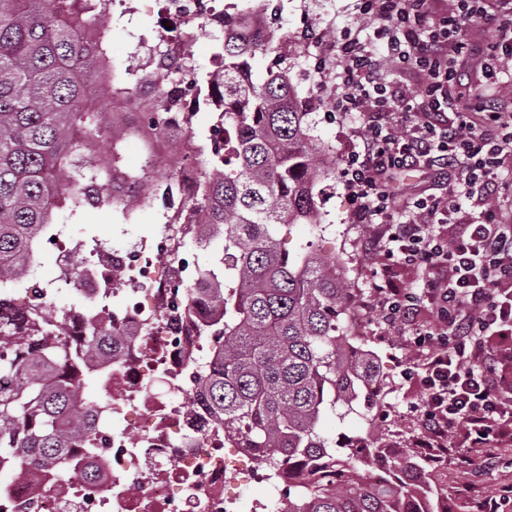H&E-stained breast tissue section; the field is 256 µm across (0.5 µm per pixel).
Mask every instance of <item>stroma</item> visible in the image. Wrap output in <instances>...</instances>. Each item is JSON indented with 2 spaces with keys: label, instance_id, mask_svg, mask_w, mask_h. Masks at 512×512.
Here are the masks:
<instances>
[{
  "label": "stroma",
  "instance_id": "1",
  "mask_svg": "<svg viewBox=\"0 0 512 512\" xmlns=\"http://www.w3.org/2000/svg\"><path fill=\"white\" fill-rule=\"evenodd\" d=\"M224 3L231 13L246 12L251 4H259L271 36V48L257 54L254 69L258 74H265L277 61L288 68L306 103L311 137L331 150L326 158L329 174L318 186L320 226H290L282 235V246L294 252L311 240L327 260L335 262L353 305V333L374 353L376 369L384 379L367 417L353 414L342 420L330 413L323 420L322 430L340 448L348 447L354 437L369 432L387 438L392 447H410L417 420L411 411L416 395L411 381L403 374L407 348L401 337L380 323L372 305L375 284L390 274L399 286L405 287L411 273L402 268L386 272L382 257L370 248L375 225L357 224L352 219L354 201L341 174L342 162L353 149L351 128L349 122L332 110L336 79L334 74L317 69L320 43L312 41L318 34L321 43L335 44L356 30L362 23L361 0H224ZM163 18L153 0H126L124 6L114 7L109 26L117 67L125 66L128 49L139 39H155ZM489 66V60L478 55L464 54L457 59V67L474 93L472 105L477 112L488 106L502 108L512 104V83H490L486 78ZM162 222L161 208L157 205L138 211L127 223L108 211L92 212L70 225L67 239L73 243L94 235L111 246L122 247L135 241L153 240L159 235ZM424 454L435 460L434 467L448 495V512H468L462 494L465 476L457 467L455 453L442 456L437 449L428 448Z\"/></svg>",
  "mask_w": 512,
  "mask_h": 512
}]
</instances>
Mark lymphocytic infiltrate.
I'll list each match as a JSON object with an SVG mask.
<instances>
[{
	"instance_id": "obj_1",
	"label": "lymphocytic infiltrate",
	"mask_w": 512,
	"mask_h": 512,
	"mask_svg": "<svg viewBox=\"0 0 512 512\" xmlns=\"http://www.w3.org/2000/svg\"><path fill=\"white\" fill-rule=\"evenodd\" d=\"M372 39L348 35L322 50L336 65L335 110L353 119L358 148L342 176L353 218L377 224L376 250L414 273L410 289L385 279L380 322L404 336L405 375L418 395L417 448L454 441L463 474L492 466L512 444V183L499 170L512 157V112L475 116L450 58L478 18H496L490 58L512 59V0H457L438 25L429 0H362ZM400 68L424 73L419 103L379 72L377 49ZM420 170L433 191L398 209L387 179Z\"/></svg>"
}]
</instances>
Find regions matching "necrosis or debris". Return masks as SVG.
<instances>
[{
    "label": "necrosis or debris",
    "mask_w": 512,
    "mask_h": 512,
    "mask_svg": "<svg viewBox=\"0 0 512 512\" xmlns=\"http://www.w3.org/2000/svg\"><path fill=\"white\" fill-rule=\"evenodd\" d=\"M215 0H163L177 24L208 22L223 26ZM192 139L160 140L156 160L176 174L180 196L192 194L198 171ZM171 223L152 243L136 242L123 250L107 246L89 257L82 277L87 307L70 312L67 325L81 335L87 323L112 326L126 343L111 364L94 368L99 400L92 414L98 450L70 449L72 467L97 466V481L72 483L54 468L11 470L0 486V512H283L288 484L279 467H256L241 448L224 445V432L213 425L193 380L211 361L214 345L197 339L183 314V286L196 281L198 267L179 247L184 226L170 205ZM166 264H159V257ZM121 270L120 301L101 305ZM168 389H150L152 378ZM265 488L263 498L242 509L230 485Z\"/></svg>",
    "instance_id": "necrosis-or-debris-1"
}]
</instances>
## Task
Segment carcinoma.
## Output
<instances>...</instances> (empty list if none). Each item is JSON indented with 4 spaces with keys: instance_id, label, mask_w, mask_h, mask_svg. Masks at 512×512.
<instances>
[{
    "instance_id": "1",
    "label": "carcinoma",
    "mask_w": 512,
    "mask_h": 512,
    "mask_svg": "<svg viewBox=\"0 0 512 512\" xmlns=\"http://www.w3.org/2000/svg\"><path fill=\"white\" fill-rule=\"evenodd\" d=\"M113 0H0V456L19 467L55 464L62 478L68 449L90 439L88 377L78 366L112 357V330L88 325L63 341L47 308L32 309L13 289L41 239L61 235L90 210L125 220L150 206L157 190L177 195L149 164L146 131L163 134L179 104L172 78L116 72L108 18ZM224 91L209 75L193 79L205 111L224 125V145L198 146L195 192L182 209L223 240L216 260L200 266L208 287L187 289L192 304L217 315L203 336H222L202 375L207 405L224 440L253 448L256 458L288 471L284 512H440L444 490L417 454L386 455L363 445L345 454L320 432L326 410L355 411L359 392L378 379L346 322L347 289L336 264L313 243L291 255L279 234L293 224H318L315 189L328 150L308 133L307 117L288 69L259 78L252 61L268 37L239 15L224 14ZM145 148L144 164L126 167L128 141ZM106 144V160L88 154ZM74 277L48 291H79ZM386 460L387 478L360 474Z\"/></svg>"
}]
</instances>
